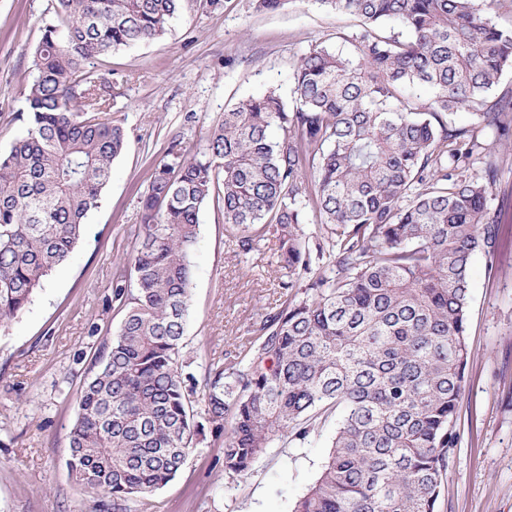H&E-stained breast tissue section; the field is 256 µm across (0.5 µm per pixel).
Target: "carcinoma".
<instances>
[{"instance_id":"1","label":"carcinoma","mask_w":512,"mask_h":512,"mask_svg":"<svg viewBox=\"0 0 512 512\" xmlns=\"http://www.w3.org/2000/svg\"><path fill=\"white\" fill-rule=\"evenodd\" d=\"M352 16L341 50L315 45L275 89L240 100L204 155L169 151L141 198L131 255L117 264L120 327L99 345L69 433L72 479L97 512H134L181 472L197 437L248 476L265 449L304 438L336 408L328 460L294 512H440L460 444L472 255L492 256L497 167L479 132L512 129L507 0H318ZM181 0H56L25 89L26 128L0 153V322L30 303L82 237L126 147L112 71L95 60L161 38ZM394 22L406 36H384ZM430 97L416 101L411 90ZM469 111L471 127L454 116ZM277 129L279 135L271 136ZM222 204L246 256L279 241L281 288L306 280L254 338L202 377L182 356L201 208ZM335 236L336 267H312L305 209Z\"/></svg>"}]
</instances>
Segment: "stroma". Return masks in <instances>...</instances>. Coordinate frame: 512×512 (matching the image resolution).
I'll return each instance as SVG.
<instances>
[{"label":"stroma","instance_id":"35a3bbf8","mask_svg":"<svg viewBox=\"0 0 512 512\" xmlns=\"http://www.w3.org/2000/svg\"><path fill=\"white\" fill-rule=\"evenodd\" d=\"M52 16L51 0H0V153L25 130L24 90ZM354 29V19L318 0H288L273 11L255 0H222L216 9L183 0L162 38L105 57L122 83L112 118L127 146L72 256L21 314L0 325V512H91L97 502L69 475L68 435L99 340L125 317L112 300L113 273L135 245L138 200L155 165L175 144L204 152L210 130L239 100L270 88L290 97L297 59ZM479 139L499 168L489 198L502 210V233L493 257L478 252L470 261L461 442L442 512H512V135L486 130ZM199 224L182 339V354L198 372L234 351L284 301L276 238L241 257L213 200ZM93 324L95 336L88 333ZM335 430V410L323 411L306 440L266 449L251 476L238 481L225 476L222 449L205 439L138 512H293L318 479Z\"/></svg>","mask_w":512,"mask_h":512}]
</instances>
